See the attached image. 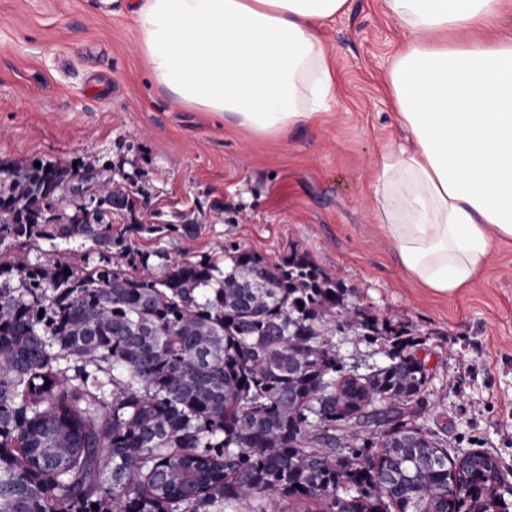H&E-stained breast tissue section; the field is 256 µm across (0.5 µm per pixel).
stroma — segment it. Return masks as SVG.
Instances as JSON below:
<instances>
[{
	"label": "stroma",
	"instance_id": "stroma-1",
	"mask_svg": "<svg viewBox=\"0 0 512 512\" xmlns=\"http://www.w3.org/2000/svg\"><path fill=\"white\" fill-rule=\"evenodd\" d=\"M402 38L383 0H351L323 31L330 111L264 141L154 89L126 0H0V164L78 159L105 181L130 176L144 227L133 248L150 257L308 253L343 281L349 305L415 340L429 375L416 424L436 432L450 460L485 451L512 475V242L472 287L441 298L410 280L371 206L377 160L407 137L385 83ZM188 220L198 226L190 236L177 230ZM6 257L98 260L90 245L44 240ZM325 330L348 370L384 361L339 322Z\"/></svg>",
	"mask_w": 512,
	"mask_h": 512
}]
</instances>
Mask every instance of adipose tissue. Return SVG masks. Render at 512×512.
<instances>
[{
	"label": "adipose tissue",
	"mask_w": 512,
	"mask_h": 512,
	"mask_svg": "<svg viewBox=\"0 0 512 512\" xmlns=\"http://www.w3.org/2000/svg\"><path fill=\"white\" fill-rule=\"evenodd\" d=\"M408 31L388 76L406 142L377 162L378 227L415 283L469 287L512 240V0H384ZM349 0H135L156 87L259 139L313 124L335 85L320 31Z\"/></svg>",
	"instance_id": "1"
}]
</instances>
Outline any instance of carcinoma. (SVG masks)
<instances>
[{
	"label": "carcinoma",
	"mask_w": 512,
	"mask_h": 512,
	"mask_svg": "<svg viewBox=\"0 0 512 512\" xmlns=\"http://www.w3.org/2000/svg\"><path fill=\"white\" fill-rule=\"evenodd\" d=\"M132 185L83 162L0 166V247L81 240L94 265L0 260V512H214L296 498L316 512H512V482L448 459L409 420L428 374L358 309L386 363L345 368L324 340L342 282L296 249L134 272ZM356 438L336 447V432ZM98 509H93V506Z\"/></svg>",
	"instance_id": "cac0c4a2"
}]
</instances>
